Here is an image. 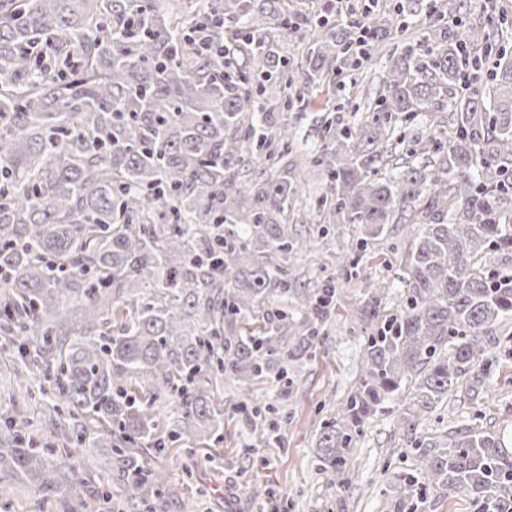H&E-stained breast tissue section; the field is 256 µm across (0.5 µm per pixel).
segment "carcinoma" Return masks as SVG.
I'll use <instances>...</instances> for the list:
<instances>
[{
    "label": "carcinoma",
    "mask_w": 512,
    "mask_h": 512,
    "mask_svg": "<svg viewBox=\"0 0 512 512\" xmlns=\"http://www.w3.org/2000/svg\"><path fill=\"white\" fill-rule=\"evenodd\" d=\"M288 0H0V352L40 378L57 421L39 448L31 420L0 409V477L48 497H79L86 456L136 512H165L166 470L142 456L175 443L224 440L216 398L266 379L293 392L290 368L310 358L331 318L334 281L288 311V263L302 250L288 212L302 192L288 128L250 79L282 59L267 35L294 32ZM395 50L383 93L351 122L326 121L308 156L329 180L314 209L360 228L359 250L390 224L414 226L405 296L386 312L369 284L362 374L322 420L317 468L330 482L353 467L366 419L420 374L429 409L485 371V333L512 316V271L484 260L512 221V54L492 53L485 23L434 28ZM348 22L315 24L301 110L327 78L358 70ZM448 120L423 138L420 115ZM433 163L385 173L388 151ZM268 169L243 184L250 159ZM69 449L56 459L53 449ZM429 482L512 512V448L491 432L414 441Z\"/></svg>",
    "instance_id": "obj_1"
}]
</instances>
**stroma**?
<instances>
[{"mask_svg": "<svg viewBox=\"0 0 512 512\" xmlns=\"http://www.w3.org/2000/svg\"><path fill=\"white\" fill-rule=\"evenodd\" d=\"M411 0H384L372 22L390 34L358 82L348 75L324 87L301 112H288L279 105L280 86L266 82L268 108L286 123L294 139L292 158L301 162L308 197L297 200L296 227L300 238L314 241L292 269L295 291L288 300L301 310L306 295L323 287L336 274L346 254H362L357 278L338 284L335 307L326 336L312 358L290 372L295 381L288 400L277 397L269 383L253 386L252 405L259 414L246 420L238 388L224 389V440L186 451L174 445L165 455L153 458L154 467L168 470L177 493L168 500L167 512H184L193 503L194 512H264L269 500H277L283 512H485L481 503L462 494H448L424 483L412 499L400 501V479L413 473V439L442 440L456 432L476 429L498 434L512 446V319L492 328L486 341L492 370L479 397H471L468 385H460L422 410L414 383H407L385 401L364 426L354 452L356 464L344 485L333 486L316 469V435L323 418L346 401L364 362L366 322L357 308L369 283H383L382 305L392 311L401 303V259L413 236L404 224H392L387 234L359 251L360 229L354 224H331L313 210L311 198L325 191L320 170L304 159L321 143L326 109L330 102L347 103L344 120H353L355 105L374 100L380 89L384 66L392 43L414 45L428 36L421 24L401 27L397 5ZM36 421L48 419L51 408L41 393L39 381L17 382L8 356L0 357V405ZM81 498L60 494L44 499L30 485L0 479V512H100L96 471L82 474Z\"/></svg>", "mask_w": 512, "mask_h": 512, "instance_id": "obj_1", "label": "stroma"}]
</instances>
